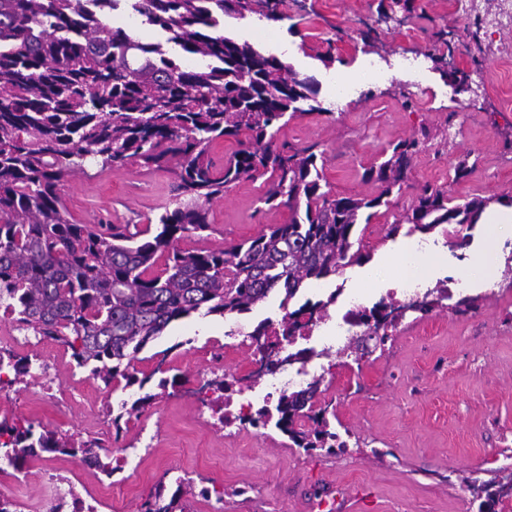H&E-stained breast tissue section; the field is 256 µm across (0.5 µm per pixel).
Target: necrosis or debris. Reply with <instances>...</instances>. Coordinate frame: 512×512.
I'll use <instances>...</instances> for the list:
<instances>
[{
  "label": "necrosis or debris",
  "mask_w": 512,
  "mask_h": 512,
  "mask_svg": "<svg viewBox=\"0 0 512 512\" xmlns=\"http://www.w3.org/2000/svg\"><path fill=\"white\" fill-rule=\"evenodd\" d=\"M364 295L348 298L335 314H302L291 337L282 336L277 325H269L260 340L252 341L253 355L248 371L256 375V384L243 386L237 378L227 380L224 392V417L232 422L253 415L254 395L272 403L284 390L309 376L310 365L320 351L359 342L368 330L361 316L366 313Z\"/></svg>",
  "instance_id": "4bbe7bcc"
}]
</instances>
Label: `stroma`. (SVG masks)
I'll return each mask as SVG.
<instances>
[{
	"instance_id": "1",
	"label": "stroma",
	"mask_w": 512,
	"mask_h": 512,
	"mask_svg": "<svg viewBox=\"0 0 512 512\" xmlns=\"http://www.w3.org/2000/svg\"><path fill=\"white\" fill-rule=\"evenodd\" d=\"M378 0H288L289 21L271 25L250 17L226 18L225 30L255 43L295 69L314 77L328 112L294 118L279 140L302 148L320 143L325 176L333 192L374 194L362 179L364 167L399 139L427 126L433 138L413 163L411 186L394 198L388 213L366 225L362 245L369 260L336 277L315 282L307 299L334 290L367 291L368 303L382 290L376 277L400 281L409 276L436 279L466 274L455 298H476L478 307L460 315L445 307L408 313L393 336L374 349H358L337 364L335 373L315 370L316 405L327 407L337 433L347 434L346 451L333 454L295 447L275 427L243 424L218 431L209 408L196 398L206 381L247 365L248 343L224 334L223 317L194 316L176 322L143 349L137 369L159 377L181 376L169 396L128 423L130 447L107 451L113 478L80 458L41 454L14 469L0 458V497L50 512L55 503L48 476L71 481L97 512H140L159 482L185 475L195 486L223 490V497L192 500L193 512H309L328 485L349 491L348 512H502L512 499L505 492L488 498L474 482H512V267L486 257L503 232L476 224L471 244L432 255L437 233L386 236L410 204L416 186L447 187L457 202L479 195H512V58H502L501 42L512 32H485L481 44L459 47L457 59L480 87L479 97L456 91L436 61L424 56L433 31L463 28L465 18L453 0H416V11L400 26L376 24ZM296 32H289V25ZM384 44L369 52L367 38ZM349 81L347 95L336 92ZM412 108H404V99ZM458 113L461 130L448 129ZM478 160L468 179L452 183L456 155ZM173 178L137 167L104 169L90 162L61 190L68 219L79 224L153 222L167 202ZM262 182L229 188L210 209L212 231L204 240L185 239L183 249L227 248L288 221L287 208H264ZM19 354H37L43 376L0 390V414L17 416L60 433L104 438L123 401L133 390L105 387L88 371L75 368L56 342L13 344ZM121 482L126 493L111 500L104 490Z\"/></svg>"
}]
</instances>
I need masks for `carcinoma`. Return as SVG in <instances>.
<instances>
[{
	"label": "carcinoma",
	"mask_w": 512,
	"mask_h": 512,
	"mask_svg": "<svg viewBox=\"0 0 512 512\" xmlns=\"http://www.w3.org/2000/svg\"><path fill=\"white\" fill-rule=\"evenodd\" d=\"M415 0H379L378 19L394 8L415 10ZM285 0H0V311L17 329L66 346L92 378L122 389H143L134 361L176 321L194 314H245L278 292L282 334L295 333L302 312L327 311L336 300L288 304L309 285L358 265L356 225L386 215L391 197L410 187L413 162L428 132L392 144L364 168L373 195L332 193L318 144L296 148L277 135L289 120L327 115L316 80L254 44L224 35V17L257 16L270 24L290 19ZM125 9L163 40L144 42L112 22ZM454 28L434 33L432 51L451 53ZM203 60L187 68L170 47ZM232 138L237 149L219 166L211 144ZM471 154L452 166L460 183L474 170ZM88 159L103 168L162 171L173 176L169 203L155 228L106 232L66 218L60 191ZM262 181L261 201L286 207V224L224 249L183 250L182 239L210 229V206L242 181ZM512 207V196L454 202L444 187L424 184L386 237L430 232L444 224L472 228L490 203ZM380 341L398 319L372 314ZM37 359L0 349L8 384L31 375ZM179 377L162 379L159 392L135 399L112 418L121 437L124 416L140 414ZM319 381L282 393L275 426L299 448H347L325 417L308 416ZM0 450L15 469L40 453L80 456L103 468L105 446L0 417ZM165 497L159 484L141 512H189L193 480L178 476Z\"/></svg>",
	"instance_id": "obj_1"
}]
</instances>
